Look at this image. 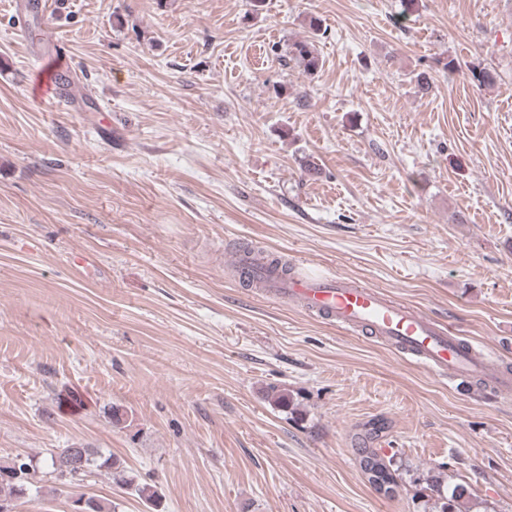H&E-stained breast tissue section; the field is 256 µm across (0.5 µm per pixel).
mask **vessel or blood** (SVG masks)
Listing matches in <instances>:
<instances>
[{
    "label": "vessel or blood",
    "mask_w": 512,
    "mask_h": 512,
    "mask_svg": "<svg viewBox=\"0 0 512 512\" xmlns=\"http://www.w3.org/2000/svg\"><path fill=\"white\" fill-rule=\"evenodd\" d=\"M73 67L65 50H58L54 68L36 81L41 96L60 107L69 102L61 79ZM234 263L256 281L260 292L284 298L301 310L317 314L339 327H355L397 348L442 378H464L502 393L512 391V370L493 369L475 355L467 342L446 324L424 315L413 305L383 292L334 275L292 277L235 254Z\"/></svg>",
    "instance_id": "1"
}]
</instances>
